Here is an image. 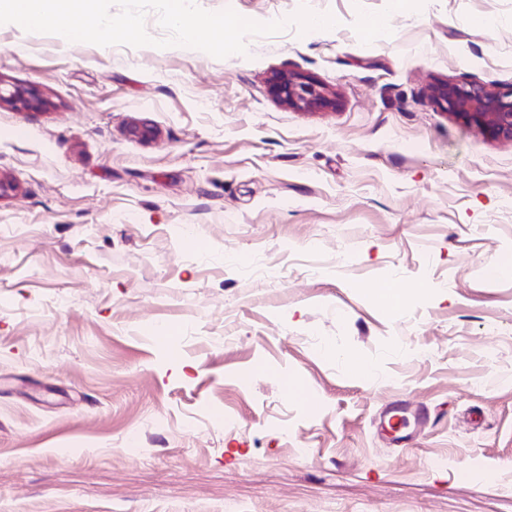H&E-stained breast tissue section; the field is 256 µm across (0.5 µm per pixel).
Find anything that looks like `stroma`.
<instances>
[{"label":"stroma","mask_w":512,"mask_h":512,"mask_svg":"<svg viewBox=\"0 0 512 512\" xmlns=\"http://www.w3.org/2000/svg\"><path fill=\"white\" fill-rule=\"evenodd\" d=\"M196 3L337 24L224 59L0 25L46 101L0 107V512H512V143L432 95L512 86V0ZM272 91L282 103L301 111L322 109L334 103L323 86L297 74L275 76Z\"/></svg>","instance_id":"stroma-1"}]
</instances>
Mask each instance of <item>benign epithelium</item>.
Here are the masks:
<instances>
[{
  "mask_svg": "<svg viewBox=\"0 0 512 512\" xmlns=\"http://www.w3.org/2000/svg\"><path fill=\"white\" fill-rule=\"evenodd\" d=\"M274 95L288 107L309 111L333 104L320 84L297 74L278 75L272 79ZM439 107L467 125L481 128L490 138L512 142V88L500 90L481 83L446 81L432 87ZM37 110L45 105L31 88L8 85L0 80V105Z\"/></svg>",
  "mask_w": 512,
  "mask_h": 512,
  "instance_id": "1",
  "label": "benign epithelium"
}]
</instances>
